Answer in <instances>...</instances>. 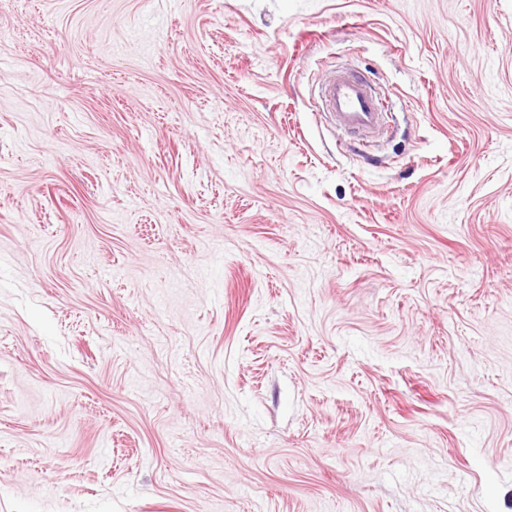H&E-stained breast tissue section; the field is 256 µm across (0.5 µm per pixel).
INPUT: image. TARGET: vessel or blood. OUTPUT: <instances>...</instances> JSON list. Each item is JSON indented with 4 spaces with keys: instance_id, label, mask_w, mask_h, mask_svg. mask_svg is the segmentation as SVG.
I'll use <instances>...</instances> for the list:
<instances>
[{
    "instance_id": "1",
    "label": "vessel or blood",
    "mask_w": 512,
    "mask_h": 512,
    "mask_svg": "<svg viewBox=\"0 0 512 512\" xmlns=\"http://www.w3.org/2000/svg\"><path fill=\"white\" fill-rule=\"evenodd\" d=\"M322 97L329 118L344 130L369 140L387 125L382 103L368 90L361 78L338 73L322 87Z\"/></svg>"
}]
</instances>
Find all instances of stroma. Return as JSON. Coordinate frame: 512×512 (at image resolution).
I'll use <instances>...</instances> for the list:
<instances>
[{
	"mask_svg": "<svg viewBox=\"0 0 512 512\" xmlns=\"http://www.w3.org/2000/svg\"><path fill=\"white\" fill-rule=\"evenodd\" d=\"M0 512H512V0H0ZM322 97L329 118L339 128L358 133L363 141L387 125L382 103L359 77L344 73L330 76L322 87Z\"/></svg>",
	"mask_w": 512,
	"mask_h": 512,
	"instance_id": "obj_1",
	"label": "stroma"
}]
</instances>
